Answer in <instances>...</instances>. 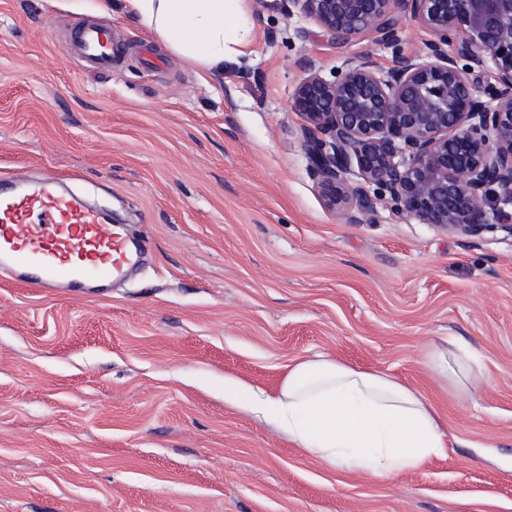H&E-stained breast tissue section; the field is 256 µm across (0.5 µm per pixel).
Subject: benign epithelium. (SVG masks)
<instances>
[{"instance_id":"obj_1","label":"benign epithelium","mask_w":512,"mask_h":512,"mask_svg":"<svg viewBox=\"0 0 512 512\" xmlns=\"http://www.w3.org/2000/svg\"><path fill=\"white\" fill-rule=\"evenodd\" d=\"M281 3L335 41L367 39L395 54L386 71L364 53L330 79L305 62L291 98L310 174L345 223L375 220L379 199L420 224L512 237V0ZM399 4L433 35L420 53L401 52ZM353 171L375 195L351 184Z\"/></svg>"}]
</instances>
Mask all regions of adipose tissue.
Masks as SVG:
<instances>
[{
    "label": "adipose tissue",
    "mask_w": 512,
    "mask_h": 512,
    "mask_svg": "<svg viewBox=\"0 0 512 512\" xmlns=\"http://www.w3.org/2000/svg\"><path fill=\"white\" fill-rule=\"evenodd\" d=\"M246 3L124 0L143 27L203 78L248 55L257 25ZM432 365L460 387L481 371L476 355L453 340L434 351ZM224 399L273 424L305 455L350 472L398 476L448 452V423L421 392L321 355L295 360L271 394L225 378Z\"/></svg>",
    "instance_id": "1"
}]
</instances>
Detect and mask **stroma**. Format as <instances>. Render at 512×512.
Masks as SVG:
<instances>
[{
    "label": "stroma",
    "mask_w": 512,
    "mask_h": 512,
    "mask_svg": "<svg viewBox=\"0 0 512 512\" xmlns=\"http://www.w3.org/2000/svg\"><path fill=\"white\" fill-rule=\"evenodd\" d=\"M0 0V179L52 180L142 241L139 268L68 292L0 276V512H512V237L450 233L377 202L328 207L289 102L302 62L367 53L250 0L252 54L201 81L114 0ZM112 27L110 71L66 54ZM455 337L469 395L426 363ZM323 354L417 387L448 454L392 479L330 469L224 402Z\"/></svg>",
    "instance_id": "1"
}]
</instances>
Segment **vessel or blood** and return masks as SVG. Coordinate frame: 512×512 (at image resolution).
Returning <instances> with one entry per match:
<instances>
[{"label": "vessel or blood", "instance_id": "vessel-or-blood-1", "mask_svg": "<svg viewBox=\"0 0 512 512\" xmlns=\"http://www.w3.org/2000/svg\"><path fill=\"white\" fill-rule=\"evenodd\" d=\"M85 70L111 68L108 26L88 23L66 44ZM139 247L105 213L49 181L0 182V274L31 285L82 288L132 267Z\"/></svg>", "mask_w": 512, "mask_h": 512}]
</instances>
